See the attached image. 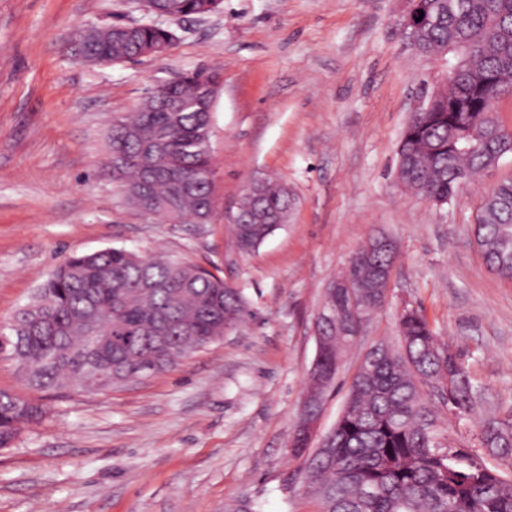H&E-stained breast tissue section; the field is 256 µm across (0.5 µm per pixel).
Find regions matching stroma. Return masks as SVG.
Returning <instances> with one entry per match:
<instances>
[{
    "label": "stroma",
    "mask_w": 512,
    "mask_h": 512,
    "mask_svg": "<svg viewBox=\"0 0 512 512\" xmlns=\"http://www.w3.org/2000/svg\"><path fill=\"white\" fill-rule=\"evenodd\" d=\"M408 0H224L162 26L165 55L85 62L76 33L145 22L139 0H0V325L70 253L125 248L191 259L241 288L254 320L174 370L107 394L28 389L0 353V390L43 403V420L0 450V512H312L290 484L288 455L315 320L329 285L369 238L394 239L385 304L343 358L322 409L335 424L360 353L396 340L403 305L422 309L487 404L441 432L473 445L480 421L512 415V281L490 271L473 236L512 154L433 205L396 176L400 136L431 60L399 26ZM220 68L212 112L215 201L208 223L164 224L126 203L102 171L114 118L155 87ZM296 197L286 224L252 254L229 226L252 180Z\"/></svg>",
    "instance_id": "obj_1"
}]
</instances>
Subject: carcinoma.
<instances>
[{
	"label": "carcinoma",
	"instance_id": "carcinoma-1",
	"mask_svg": "<svg viewBox=\"0 0 512 512\" xmlns=\"http://www.w3.org/2000/svg\"><path fill=\"white\" fill-rule=\"evenodd\" d=\"M222 0H157V7L182 18L217 11ZM410 30L418 55L448 59L444 88L425 112L407 123L400 140L398 181L433 203L451 202L471 178L512 153V131L492 105L512 88V0H411ZM424 16H419V12ZM172 44L171 30L152 23L122 29L106 25L87 42L89 53L123 63ZM219 72L200 68L159 86L132 112L115 117L102 168L120 193L162 218L176 212L208 222L213 182L208 142L212 105L169 112L172 97L192 99ZM295 198L288 186L264 180L246 192L231 225L235 245L251 253L287 221ZM475 240L486 264L512 280V180L497 184L476 216ZM351 288H327L320 321L329 341L315 373L336 377L338 359L355 343L354 324L382 306L386 294L376 273L351 265ZM109 314L103 331L112 335L164 336L135 353L108 345L83 354L86 326ZM254 311L243 291L188 260L107 248L72 255L34 298L4 325L0 338L10 353L29 362L26 386L43 392L72 390L77 378L89 392L105 394L153 374L237 330ZM400 339L378 342L361 357L344 408L322 446L311 448L291 434L289 452L304 459L301 496L315 512H512V479L487 463L512 464V422L495 417L480 425L477 445L462 448L442 438L432 388L452 415L484 402L458 356L439 342L421 310L404 305ZM46 408L0 390V448H9L38 423Z\"/></svg>",
	"mask_w": 512,
	"mask_h": 512
}]
</instances>
